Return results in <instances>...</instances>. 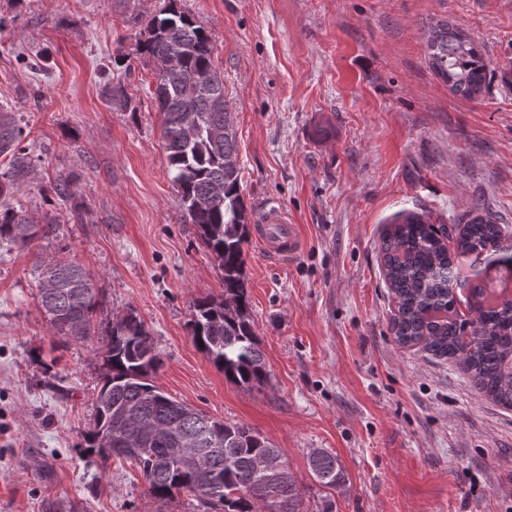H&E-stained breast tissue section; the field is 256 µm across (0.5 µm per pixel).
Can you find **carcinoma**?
<instances>
[{
    "label": "carcinoma",
    "instance_id": "1",
    "mask_svg": "<svg viewBox=\"0 0 512 512\" xmlns=\"http://www.w3.org/2000/svg\"><path fill=\"white\" fill-rule=\"evenodd\" d=\"M141 51L167 66L158 70L155 90L162 119L172 182L180 193L184 217L218 261L224 294L205 296L192 304L195 345L224 375L243 385L267 379L265 358L253 329L244 274V244L249 241L246 206L240 186L237 131L232 113L213 106L224 96V78L213 64V44L205 30L170 0L161 15L145 24ZM428 64L449 90L466 99L482 93L489 65L483 44L444 22L431 26L426 37ZM112 108L127 111L131 101L121 84L112 87ZM24 129L11 110L0 106V156L9 168L0 173V246L25 241L19 231L27 220L7 198L29 174L30 159L20 147ZM497 218L475 207L457 224H432L420 216L400 214L386 230L380 248L385 282L397 312L394 340L401 346L423 344L432 356L455 358L482 396L512 408V312L484 304L485 288L470 289L477 318H458L448 243L459 255L477 257L512 248ZM39 304L50 324L66 338L83 340L99 292L89 272L58 261L43 272ZM106 372L95 402L93 427L83 434L87 450L105 464L120 456L113 442L101 436L108 427L121 429L128 443L143 448L137 458L125 456L143 475L150 496L162 503L183 493L206 508L221 512H301L299 493L282 455L265 437L244 424L208 417L162 393L152 375L162 365L145 323L135 312L112 323L101 346ZM194 448L207 461L209 485L175 467L169 449ZM309 466L316 481L336 488L344 481L336 456L323 449L311 452Z\"/></svg>",
    "mask_w": 512,
    "mask_h": 512
}]
</instances>
